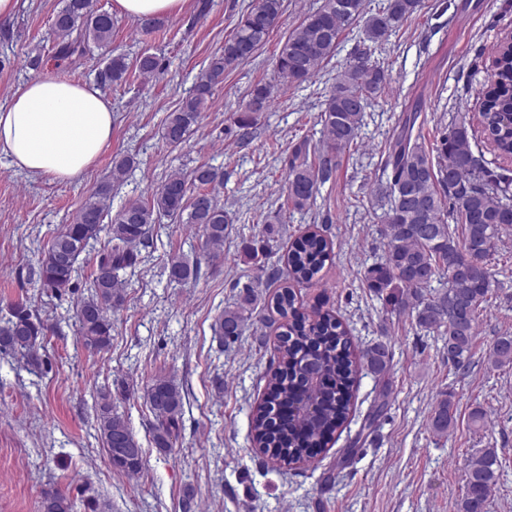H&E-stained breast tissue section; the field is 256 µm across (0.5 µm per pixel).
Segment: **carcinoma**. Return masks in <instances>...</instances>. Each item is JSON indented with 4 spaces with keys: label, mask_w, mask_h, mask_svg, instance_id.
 <instances>
[{
    "label": "carcinoma",
    "mask_w": 512,
    "mask_h": 512,
    "mask_svg": "<svg viewBox=\"0 0 512 512\" xmlns=\"http://www.w3.org/2000/svg\"><path fill=\"white\" fill-rule=\"evenodd\" d=\"M421 0H382L371 15H364L365 0H322L314 11L283 42L276 71L283 85L299 86L337 54L344 30L362 23L359 45L349 64L336 70L332 91L322 103V143L304 140L285 159L286 203L307 213L317 205L321 186L331 178L333 155L350 148L361 136L367 109L384 92L389 74L371 60V46L389 38L411 20ZM283 11V0H255L238 20L224 48L209 57L180 107L169 114L164 137L183 143L200 120L213 90L224 74L249 61L266 43ZM56 61L73 64L82 60L90 46L109 50V61L99 73L101 83L118 84L129 71L123 54L111 51L112 15L94 8L93 0H65L52 23ZM500 72L483 93L480 112L482 131L501 155H512V49L505 43L496 49ZM275 86L258 83L240 111L238 128L248 130L256 115L274 100ZM417 113L398 119L396 135L382 162V176L374 197L383 210L381 254L366 267L367 287L385 306L406 313L416 326L448 343V362L456 369L470 368L477 336L479 308L492 290L493 273L488 258L504 231L512 228V170L490 167L472 150L474 129L467 114H458L436 129L427 147L423 135L414 132ZM135 161L126 156L113 161L111 178L101 183L72 217L62 225L48 249L29 268L28 281L56 292L73 287L80 257L93 247L108 215L112 187L124 181ZM215 168L202 164L189 174L166 177L148 202L127 205L110 225L108 245L96 255L89 295L77 308L78 335L88 350L100 352L112 342V310L124 301L128 271L138 263L137 247L149 238L152 225L161 218L183 220L199 228L205 247L224 248L229 219L224 206L208 186L215 183ZM455 225L448 224V217ZM331 246L315 231L297 236L284 256L288 275L298 283L311 281L330 260ZM199 267L176 256L171 259L169 280L177 284L198 278ZM438 286H433V283ZM260 280L243 285L238 302L228 306L215 322L221 343H235L247 328L254 311L255 289ZM297 295L283 286L271 299L283 319L279 332L281 362L269 378L265 402L251 423L252 442L264 454L290 465L324 448L348 419L360 369L386 372L392 351L378 341L355 360V348L347 328L329 313L312 320L296 316ZM48 330L39 313L24 303L8 308L0 318V354L20 355L26 364L39 365V349ZM491 368L512 364V336H500L489 350ZM316 374L322 382L314 395L316 410L310 415L293 413L280 418V409L295 407L305 394L306 377ZM146 402L154 416L153 440L161 451L173 448L183 414V395L172 380L158 378L147 387ZM94 410L99 437L111 467L127 476L142 472L143 451L125 415L112 401L106 387L97 391ZM456 418L451 396L436 403L431 428L446 434ZM501 477L497 449L480 448L471 455L465 471L466 494L460 512H487ZM42 512H78L77 499L58 489L43 493Z\"/></svg>",
    "instance_id": "cac0c4a2"
}]
</instances>
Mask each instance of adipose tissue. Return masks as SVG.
I'll return each mask as SVG.
<instances>
[{"label":"adipose tissue","instance_id":"adipose-tissue-1","mask_svg":"<svg viewBox=\"0 0 512 512\" xmlns=\"http://www.w3.org/2000/svg\"><path fill=\"white\" fill-rule=\"evenodd\" d=\"M112 141V103L94 84L50 74L19 84L0 104V154L33 176L82 175Z\"/></svg>","mask_w":512,"mask_h":512}]
</instances>
